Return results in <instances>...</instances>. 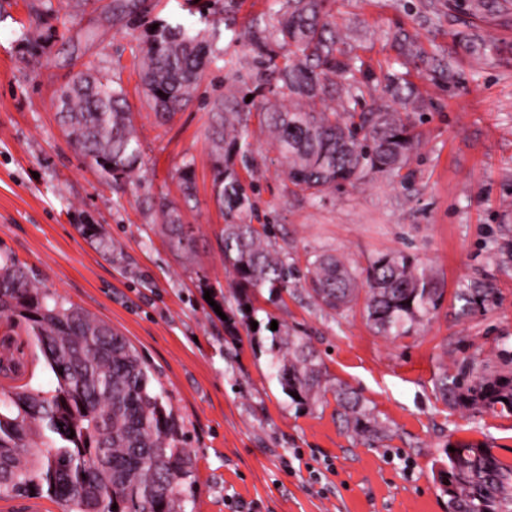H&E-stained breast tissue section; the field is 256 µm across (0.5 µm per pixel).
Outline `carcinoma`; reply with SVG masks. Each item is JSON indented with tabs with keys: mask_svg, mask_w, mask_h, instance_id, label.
<instances>
[{
	"mask_svg": "<svg viewBox=\"0 0 512 512\" xmlns=\"http://www.w3.org/2000/svg\"><path fill=\"white\" fill-rule=\"evenodd\" d=\"M326 0H283L269 20L252 23L249 45L257 78L267 94L256 103L273 147L299 191L319 197L351 183L365 171L394 173L408 163L419 141L414 127L384 104L358 112L362 94L345 44L347 38L325 11ZM473 19L512 22V0H448ZM217 33L161 22L138 54V76L155 116L170 120L195 97ZM400 64L420 54L416 41L396 39ZM407 104L414 88L388 76ZM338 102L333 107L331 103ZM59 119L88 163L114 180L131 177L142 144L129 117L121 78L81 72L59 96ZM250 113L233 93L216 99L208 139L216 202L224 213L220 249L238 284L288 289L294 264L267 225L251 223V193L237 170L247 165L242 132ZM160 233L190 260L192 227L161 205ZM312 297L324 308L347 307L359 286L368 290V321L386 336L409 333L438 306L424 273L404 255L381 256L356 273L333 255H318L305 275ZM25 327L42 347L56 379L54 389L29 386L0 399V496L42 491L65 512H185L192 457L179 446L178 427L137 349L106 321L41 286L25 265L0 254V321ZM273 368L282 391L298 404L325 398L323 368L302 336L275 332ZM442 395L466 407L512 414V373L442 382ZM347 430L379 440L383 430L356 391L334 390ZM446 452L439 472L453 512H512V463L493 449L459 442Z\"/></svg>",
	"mask_w": 512,
	"mask_h": 512,
	"instance_id": "obj_1",
	"label": "carcinoma"
}]
</instances>
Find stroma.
<instances>
[{
    "mask_svg": "<svg viewBox=\"0 0 512 512\" xmlns=\"http://www.w3.org/2000/svg\"><path fill=\"white\" fill-rule=\"evenodd\" d=\"M183 2L141 0L129 19L113 14V0H0V251L138 350L194 459L187 512H235L241 502L253 512H448L438 478L448 445L483 444L512 463V415L463 408L440 390L447 376L512 370V27L481 26L485 52L475 57L459 44L469 27L448 0H327L365 101L407 111L420 135L399 174L368 173L315 199L294 192L259 115L244 134L257 180L252 222L270 225L298 269L324 253L355 270L403 254L425 271L439 304L395 337L370 325L364 299L330 311L300 278L275 297L236 289L219 248L208 112L253 71L244 33L280 4L233 0V24L196 97L162 122L132 52L156 22L195 26L213 14L209 0L190 11ZM401 33L424 51L405 70L417 94L408 109L387 81ZM95 67L120 74L142 143L126 180L85 162L59 123L60 90ZM163 202L196 231L193 264L158 232ZM81 224L101 225L113 250L81 235ZM276 329L307 338L327 390L343 384L363 396L382 440L349 432L335 401L299 405L283 393L271 367ZM0 336L18 383L53 389L34 339L2 324Z\"/></svg>",
    "mask_w": 512,
    "mask_h": 512,
    "instance_id": "1",
    "label": "stroma"
}]
</instances>
